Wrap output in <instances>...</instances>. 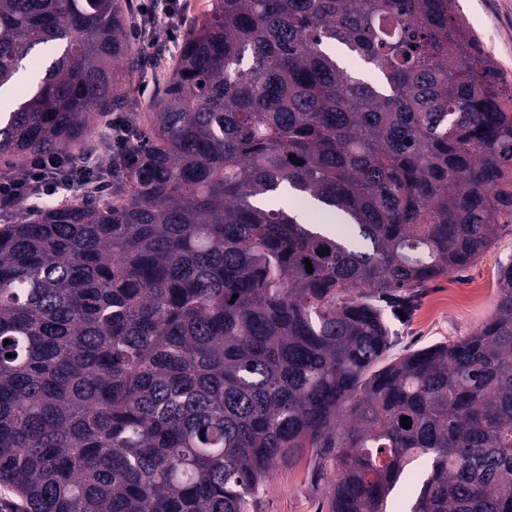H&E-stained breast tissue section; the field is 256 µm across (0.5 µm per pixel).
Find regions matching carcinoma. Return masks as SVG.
<instances>
[{"instance_id": "cac0c4a2", "label": "carcinoma", "mask_w": 512, "mask_h": 512, "mask_svg": "<svg viewBox=\"0 0 512 512\" xmlns=\"http://www.w3.org/2000/svg\"><path fill=\"white\" fill-rule=\"evenodd\" d=\"M145 65L122 0H0V157L132 113ZM132 133L109 201L0 224L27 512H251L307 448L329 512L408 479L409 512H512V264L476 331L389 358L388 315L512 217V88L456 0H211Z\"/></svg>"}]
</instances>
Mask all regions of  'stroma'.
Listing matches in <instances>:
<instances>
[{
	"label": "stroma",
	"instance_id": "stroma-1",
	"mask_svg": "<svg viewBox=\"0 0 512 512\" xmlns=\"http://www.w3.org/2000/svg\"><path fill=\"white\" fill-rule=\"evenodd\" d=\"M173 26L144 30L148 0H130L127 27L133 44L158 54L157 64L146 73L124 81L122 93L130 96L139 113L151 111L158 87L168 75L183 35L200 24L207 0H186ZM461 13L477 35L491 31L496 43L490 49L512 85V0H459ZM512 263V230L504 229L495 243L471 266L451 272L428 284L409 320H392L398 349L451 343L479 328L494 311L498 269ZM336 470L313 450L292 463L278 464L257 499L255 512H328Z\"/></svg>",
	"mask_w": 512,
	"mask_h": 512
}]
</instances>
